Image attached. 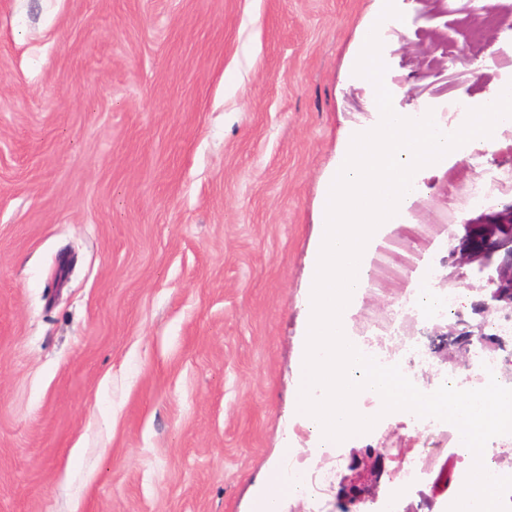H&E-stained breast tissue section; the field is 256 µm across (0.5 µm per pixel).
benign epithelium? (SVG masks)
I'll list each match as a JSON object with an SVG mask.
<instances>
[{
	"instance_id": "1",
	"label": "benign epithelium",
	"mask_w": 512,
	"mask_h": 512,
	"mask_svg": "<svg viewBox=\"0 0 512 512\" xmlns=\"http://www.w3.org/2000/svg\"><path fill=\"white\" fill-rule=\"evenodd\" d=\"M509 219L486 224L469 234L470 245L452 249L443 258L456 270L478 263V271L484 274V296L472 303L471 311L479 316L473 320L460 312L453 323L448 325L444 344L459 352H468L469 347L479 343L491 353L505 352L508 364L512 365V349L509 340L497 333H488L489 317L512 315V202L503 206ZM376 500L375 493L366 489L355 474L344 483L336 494V506L340 512H364V507Z\"/></svg>"
}]
</instances>
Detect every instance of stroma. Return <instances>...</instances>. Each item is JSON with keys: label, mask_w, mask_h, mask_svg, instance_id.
Instances as JSON below:
<instances>
[{"label": "stroma", "mask_w": 512, "mask_h": 512, "mask_svg": "<svg viewBox=\"0 0 512 512\" xmlns=\"http://www.w3.org/2000/svg\"><path fill=\"white\" fill-rule=\"evenodd\" d=\"M382 36L394 109L447 111L512 83V0H395ZM380 0H0V512H258L262 477L323 463L295 408L309 254L344 142L381 118L354 73ZM497 65L474 76L467 57ZM476 138L415 178L393 234L434 287L480 299L442 264L490 210H461ZM71 271L64 285L60 265ZM396 269L349 330L368 350L400 312L432 370L466 379L447 321L414 318ZM440 447L424 480L395 471ZM377 512L458 498L469 463L409 411L345 439Z\"/></svg>", "instance_id": "obj_1"}]
</instances>
